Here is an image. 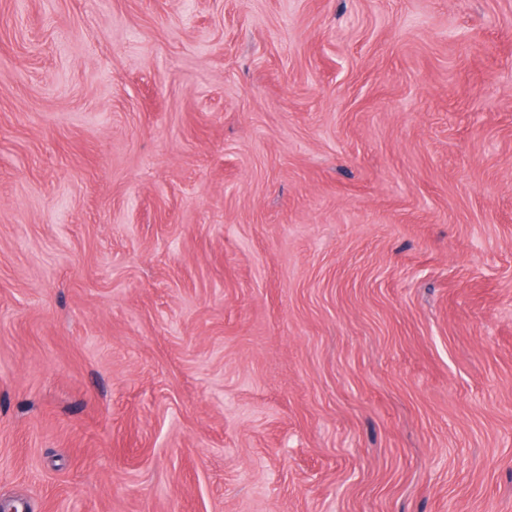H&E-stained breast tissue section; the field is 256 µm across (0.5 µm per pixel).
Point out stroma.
I'll return each instance as SVG.
<instances>
[{"label": "stroma", "instance_id": "stroma-1", "mask_svg": "<svg viewBox=\"0 0 512 512\" xmlns=\"http://www.w3.org/2000/svg\"><path fill=\"white\" fill-rule=\"evenodd\" d=\"M512 512V0H0V503Z\"/></svg>", "mask_w": 512, "mask_h": 512}]
</instances>
